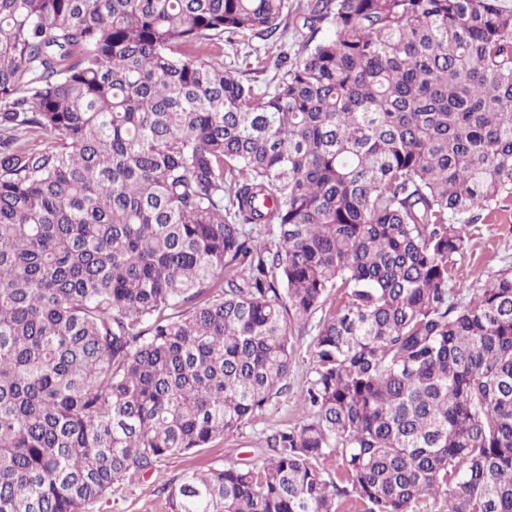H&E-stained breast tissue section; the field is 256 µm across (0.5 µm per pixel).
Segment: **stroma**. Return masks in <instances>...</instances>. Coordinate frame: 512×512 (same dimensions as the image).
I'll use <instances>...</instances> for the list:
<instances>
[{"label": "stroma", "mask_w": 512, "mask_h": 512, "mask_svg": "<svg viewBox=\"0 0 512 512\" xmlns=\"http://www.w3.org/2000/svg\"><path fill=\"white\" fill-rule=\"evenodd\" d=\"M305 0H290L292 13L284 39L263 41L249 36H225L224 65L236 71L246 83L263 90H273L280 72L274 61L280 51L296 53L308 34L300 16ZM469 246L455 264L457 279L466 293L488 287L498 271L512 266V202L504 210L467 226ZM318 317L299 325L296 355L288 382L287 396L274 400L259 411L238 432L215 440L208 448L193 455L175 457L165 465L168 478H179L194 469H206L228 462H262L264 437L276 429L298 425L303 416L300 398L303 386L312 375L313 340L318 332ZM165 496L152 478L114 485L110 495L96 503L93 512H164Z\"/></svg>", "instance_id": "35a3bbf8"}]
</instances>
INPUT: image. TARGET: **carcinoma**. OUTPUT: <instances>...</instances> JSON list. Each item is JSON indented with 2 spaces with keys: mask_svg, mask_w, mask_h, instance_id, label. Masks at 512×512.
<instances>
[{
  "mask_svg": "<svg viewBox=\"0 0 512 512\" xmlns=\"http://www.w3.org/2000/svg\"><path fill=\"white\" fill-rule=\"evenodd\" d=\"M303 8L261 93L220 44L288 0H0V512L163 478L288 392L319 311L299 425L167 512H512V269L458 301L453 267L512 202V12Z\"/></svg>",
  "mask_w": 512,
  "mask_h": 512,
  "instance_id": "carcinoma-1",
  "label": "carcinoma"
}]
</instances>
